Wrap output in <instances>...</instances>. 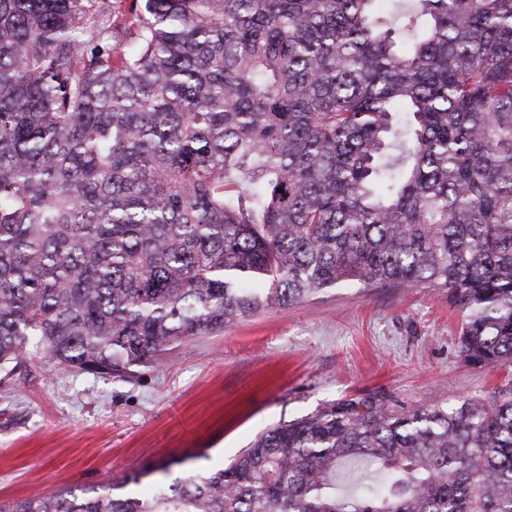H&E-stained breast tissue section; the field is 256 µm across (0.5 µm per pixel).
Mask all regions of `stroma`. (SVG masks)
<instances>
[{
  "mask_svg": "<svg viewBox=\"0 0 512 512\" xmlns=\"http://www.w3.org/2000/svg\"><path fill=\"white\" fill-rule=\"evenodd\" d=\"M460 323L437 289L349 285L195 337L125 378L32 357L0 372V501L104 485L158 461L176 475L210 471L346 395L410 408L490 394L512 375L465 362Z\"/></svg>",
  "mask_w": 512,
  "mask_h": 512,
  "instance_id": "obj_1",
  "label": "stroma"
}]
</instances>
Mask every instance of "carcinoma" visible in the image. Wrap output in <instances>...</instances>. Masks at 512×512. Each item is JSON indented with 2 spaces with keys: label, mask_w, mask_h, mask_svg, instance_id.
<instances>
[{
  "label": "carcinoma",
  "mask_w": 512,
  "mask_h": 512,
  "mask_svg": "<svg viewBox=\"0 0 512 512\" xmlns=\"http://www.w3.org/2000/svg\"><path fill=\"white\" fill-rule=\"evenodd\" d=\"M350 284L442 290L512 363V0H0V371L123 377ZM0 512H512V384Z\"/></svg>",
  "instance_id": "obj_1"
}]
</instances>
